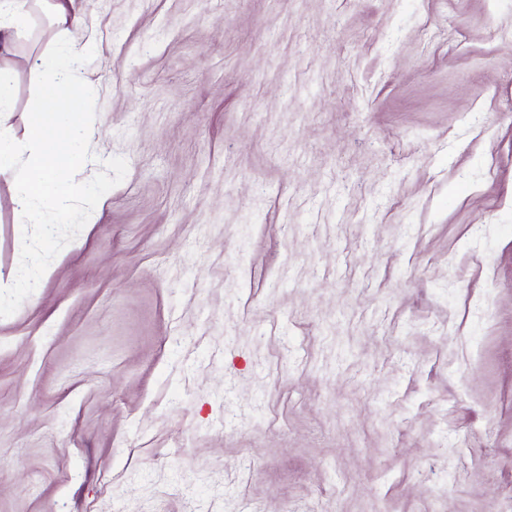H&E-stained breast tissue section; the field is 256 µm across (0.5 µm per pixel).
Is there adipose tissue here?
Returning <instances> with one entry per match:
<instances>
[{
  "mask_svg": "<svg viewBox=\"0 0 512 512\" xmlns=\"http://www.w3.org/2000/svg\"><path fill=\"white\" fill-rule=\"evenodd\" d=\"M39 7L50 14L58 41L33 62L41 92L22 143L11 137L4 123L14 109L15 84L12 73L0 69V177L9 182L24 224L45 223L49 210L62 214L81 191L68 172L90 161L77 145L85 117L82 85L88 44L75 0H0V55L12 53L28 35Z\"/></svg>",
  "mask_w": 512,
  "mask_h": 512,
  "instance_id": "adipose-tissue-1",
  "label": "adipose tissue"
}]
</instances>
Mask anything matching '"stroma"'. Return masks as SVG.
I'll list each match as a JSON object with an SVG mask.
<instances>
[{
	"instance_id": "obj_1",
	"label": "stroma",
	"mask_w": 512,
	"mask_h": 512,
	"mask_svg": "<svg viewBox=\"0 0 512 512\" xmlns=\"http://www.w3.org/2000/svg\"><path fill=\"white\" fill-rule=\"evenodd\" d=\"M76 7L92 192L0 180V512H512V0Z\"/></svg>"
}]
</instances>
